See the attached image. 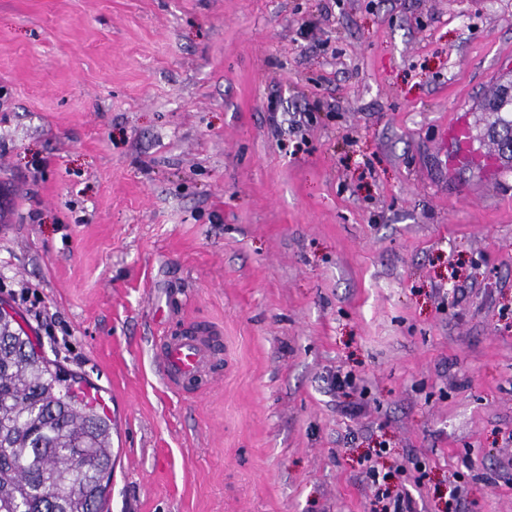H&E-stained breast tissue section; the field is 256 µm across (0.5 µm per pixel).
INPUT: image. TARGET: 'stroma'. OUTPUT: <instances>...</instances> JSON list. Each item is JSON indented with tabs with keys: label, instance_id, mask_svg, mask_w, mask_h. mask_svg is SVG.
I'll list each match as a JSON object with an SVG mask.
<instances>
[{
	"label": "stroma",
	"instance_id": "stroma-1",
	"mask_svg": "<svg viewBox=\"0 0 512 512\" xmlns=\"http://www.w3.org/2000/svg\"><path fill=\"white\" fill-rule=\"evenodd\" d=\"M511 77L512 0H0V303L110 408L105 512H512ZM505 86V85H503ZM501 86L498 92L490 98L485 104V111L495 112V124L500 128L503 133V138L512 142V100H505L501 97ZM448 140L455 145V150L449 156V163L455 166L468 161L469 157L466 148L469 140V131L467 127L462 124L455 125L448 133ZM220 334L212 323H189L162 336L157 368L171 389L186 393L202 380L217 361L216 336Z\"/></svg>",
	"mask_w": 512,
	"mask_h": 512
}]
</instances>
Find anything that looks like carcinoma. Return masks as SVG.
I'll return each instance as SVG.
<instances>
[{
	"label": "carcinoma",
	"instance_id": "1",
	"mask_svg": "<svg viewBox=\"0 0 512 512\" xmlns=\"http://www.w3.org/2000/svg\"><path fill=\"white\" fill-rule=\"evenodd\" d=\"M512 140V101L485 104ZM63 378L8 313H0V512H102L112 476V417ZM84 459L78 474L74 455Z\"/></svg>",
	"mask_w": 512,
	"mask_h": 512
}]
</instances>
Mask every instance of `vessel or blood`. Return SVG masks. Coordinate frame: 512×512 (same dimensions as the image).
I'll return each instance as SVG.
<instances>
[{"label": "vessel or blood", "instance_id": "vessel-or-blood-1", "mask_svg": "<svg viewBox=\"0 0 512 512\" xmlns=\"http://www.w3.org/2000/svg\"><path fill=\"white\" fill-rule=\"evenodd\" d=\"M454 149L451 165L465 163L469 131L458 124L448 134ZM219 327L211 323H189L169 329L157 346V368L169 387L177 392L194 388L217 360L216 338Z\"/></svg>", "mask_w": 512, "mask_h": 512}]
</instances>
